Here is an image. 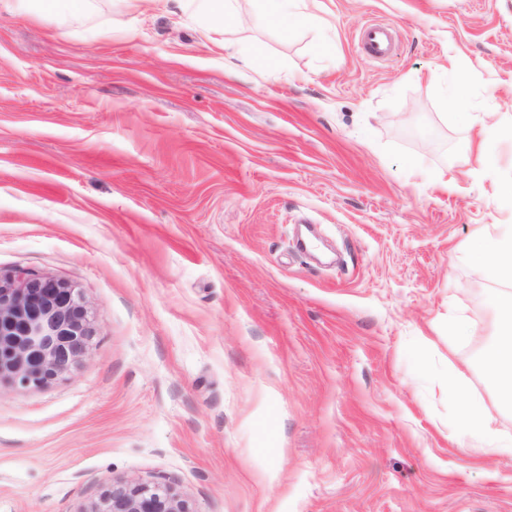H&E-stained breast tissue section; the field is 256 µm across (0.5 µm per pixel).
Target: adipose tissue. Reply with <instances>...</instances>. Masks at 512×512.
<instances>
[{"instance_id":"1","label":"adipose tissue","mask_w":512,"mask_h":512,"mask_svg":"<svg viewBox=\"0 0 512 512\" xmlns=\"http://www.w3.org/2000/svg\"><path fill=\"white\" fill-rule=\"evenodd\" d=\"M38 2L41 16L59 23H74L93 8L94 0H0V10L12 13L27 11L31 2ZM263 16L283 30L294 26L312 27L317 18L307 12L305 0H262ZM467 255L480 273L495 278L512 277V224L496 225L494 230H478L470 238ZM497 337L486 349L483 371L494 387L497 401L512 406V290L494 294ZM448 394L459 404V418L469 429L473 447L481 453H500L512 450V443L498 440L491 426L492 416L487 406L475 399L460 372L448 373Z\"/></svg>"}]
</instances>
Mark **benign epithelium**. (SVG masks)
I'll use <instances>...</instances> for the list:
<instances>
[{
	"label": "benign epithelium",
	"mask_w": 512,
	"mask_h": 512,
	"mask_svg": "<svg viewBox=\"0 0 512 512\" xmlns=\"http://www.w3.org/2000/svg\"><path fill=\"white\" fill-rule=\"evenodd\" d=\"M93 325L79 289L43 274H0V385L39 389L88 350ZM80 512H194L163 482L121 481Z\"/></svg>",
	"instance_id": "7a95c632"
}]
</instances>
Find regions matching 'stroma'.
Returning <instances> with one entry per match:
<instances>
[{"instance_id": "1", "label": "stroma", "mask_w": 512, "mask_h": 512, "mask_svg": "<svg viewBox=\"0 0 512 512\" xmlns=\"http://www.w3.org/2000/svg\"><path fill=\"white\" fill-rule=\"evenodd\" d=\"M308 6L286 35L238 0L210 41L174 4L0 14V271L71 283L94 326L0 388V512L129 479L194 512H512V455H466L448 397L454 367L512 437L480 363L504 282L466 257L512 224V0ZM361 49L376 57L391 53L393 44L389 33L380 27H368L361 41Z\"/></svg>"}]
</instances>
